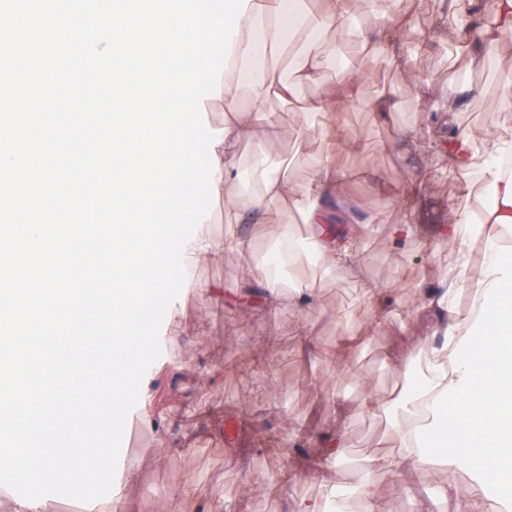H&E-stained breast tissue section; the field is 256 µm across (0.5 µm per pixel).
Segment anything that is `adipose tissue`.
<instances>
[{"label":"adipose tissue","mask_w":512,"mask_h":512,"mask_svg":"<svg viewBox=\"0 0 512 512\" xmlns=\"http://www.w3.org/2000/svg\"><path fill=\"white\" fill-rule=\"evenodd\" d=\"M348 6L349 0H249L228 59L226 74L233 85L221 90L226 121L214 149V183L218 190H228L238 177L239 142L287 139L305 150L302 127L287 114L273 113L272 103H288L290 112L318 119L328 143L308 152L315 171L311 182L287 178L258 152L259 193L246 205L239 195H230L224 211L233 226L273 221L310 225L316 251L336 268L355 265L354 243L373 220L366 209L345 207L348 180L331 161L343 146L336 136L340 107L365 101L376 120L385 122L395 105L384 94L366 99L352 75L335 91H325L319 85L324 59L336 41L355 36L373 61L403 66L405 50L424 46L429 36L417 31L413 11L402 8L399 0H372L375 21L367 31L339 26ZM447 7L464 8L472 19L471 27L456 32L458 57L468 72L483 71L490 60L512 50V0H448ZM306 83L315 84L314 94H300ZM474 93L473 83L465 82L457 100L433 106L448 131L443 142L448 163L467 177V203L443 229L455 245L452 265L437 288L419 297L421 312L436 322L424 380L412 393L376 398L367 405L373 412L401 411L410 419L398 434V455L374 457L371 467L397 472L437 463L449 474L438 497L422 502L419 512H440L441 501L450 498L456 512H502L505 503H512V258L504 256L501 246L503 232L512 231V122L491 131L462 127L461 105ZM278 200L288 201L289 209L271 214L266 204ZM249 285L270 307L304 309L314 301L313 285L300 282L284 292L265 267H253ZM464 291L474 295L473 313L459 307ZM460 471L489 483L491 493L460 488L455 481Z\"/></svg>","instance_id":"1"}]
</instances>
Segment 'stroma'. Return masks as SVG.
I'll list each match as a JSON object with an SVG mask.
<instances>
[{
    "mask_svg": "<svg viewBox=\"0 0 512 512\" xmlns=\"http://www.w3.org/2000/svg\"><path fill=\"white\" fill-rule=\"evenodd\" d=\"M460 23V14H449L428 48L412 55L411 70L431 80L438 102L453 97L449 76L465 74L455 64L452 38ZM509 72L512 55L497 71L474 74L479 91L460 115L463 126L490 131L512 121L498 97L500 77ZM357 76L367 96L388 94L396 110L380 124L365 105L345 106L341 134L348 143L333 161L349 178L347 205L375 206L380 193L390 192V206L377 208L353 267L326 274L313 262L293 265L290 281L306 280L317 290L319 307L312 311L269 309L246 286L253 262L279 239L282 225H237L252 240V253L228 246L189 265L175 301L184 312L180 333L167 337L165 359L143 379L141 392L153 404L139 446L122 455L131 512H301L328 497L315 467L338 432L344 435L342 478L354 484L369 476L378 512H416L445 481L436 467L364 472L368 457L397 453L393 428L401 418L372 415L364 405L404 384L401 361L423 372L422 354L436 326L417 297L437 286L453 260L441 228L462 200L464 177L449 171L439 148L444 131L426 122L428 107L417 102L402 70L368 64ZM408 220L417 234L394 246L392 225ZM366 285L388 289L385 313L358 303ZM303 322L319 344L353 329L363 341L353 368L331 366L315 352L297 355ZM336 394L352 409L343 422L332 403Z\"/></svg>",
    "mask_w": 512,
    "mask_h": 512,
    "instance_id": "stroma-1",
    "label": "stroma"
}]
</instances>
